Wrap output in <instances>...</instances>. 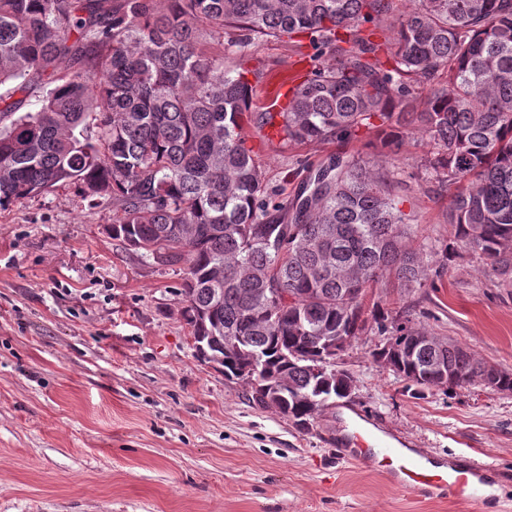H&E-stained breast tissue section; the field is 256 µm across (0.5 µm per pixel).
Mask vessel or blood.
<instances>
[{
  "mask_svg": "<svg viewBox=\"0 0 512 512\" xmlns=\"http://www.w3.org/2000/svg\"><path fill=\"white\" fill-rule=\"evenodd\" d=\"M340 459L381 473L393 486L428 497H456L469 501L475 512H488L485 488L497 469L494 464L464 456L446 470L429 467L427 455L392 446L377 436L364 419L354 420L338 451Z\"/></svg>",
  "mask_w": 512,
  "mask_h": 512,
  "instance_id": "obj_1",
  "label": "vessel or blood"
}]
</instances>
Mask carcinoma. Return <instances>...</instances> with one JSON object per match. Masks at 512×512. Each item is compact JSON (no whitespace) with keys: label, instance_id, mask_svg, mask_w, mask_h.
I'll return each instance as SVG.
<instances>
[{"label":"carcinoma","instance_id":"carcinoma-1","mask_svg":"<svg viewBox=\"0 0 512 512\" xmlns=\"http://www.w3.org/2000/svg\"><path fill=\"white\" fill-rule=\"evenodd\" d=\"M264 38L303 42L332 63L305 75L281 112L255 111L261 69L235 63ZM62 59L71 66L57 70ZM253 75L248 79L247 75ZM45 84L33 112L8 99ZM0 208L73 185L112 201V237L185 266L181 316L197 356L303 431L349 398L336 340L374 322L373 351L414 396L476 383L512 392V371L455 341L428 344L409 315L372 304L410 293L458 249L512 286V0H0ZM302 145L367 134L377 156L404 131L427 138L424 175L455 187L436 251L416 235L386 169L333 159L276 201L247 129ZM217 268L224 284L209 287ZM288 377L240 373L245 352ZM443 365L445 376L434 373Z\"/></svg>","mask_w":512,"mask_h":512}]
</instances>
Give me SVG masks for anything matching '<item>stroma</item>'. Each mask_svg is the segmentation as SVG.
I'll use <instances>...</instances> for the list:
<instances>
[{"label": "stroma", "mask_w": 512, "mask_h": 512, "mask_svg": "<svg viewBox=\"0 0 512 512\" xmlns=\"http://www.w3.org/2000/svg\"><path fill=\"white\" fill-rule=\"evenodd\" d=\"M242 58L269 74L263 109L281 81L329 62L273 38ZM365 143L286 146L269 128L247 140L283 199L329 155L369 160ZM426 151L410 134L387 168L418 235L440 245L448 195L426 180ZM111 222V201L88 204L71 187L0 209V512H473L338 461L331 441L357 412L394 444L496 464L508 474L500 512H512V393L475 385L412 397L374 360L371 330L339 359L354 378L350 400L300 431L196 357L182 270L125 250ZM405 303L433 335L512 370V288L471 251L432 267Z\"/></svg>", "instance_id": "35a3bbf8"}]
</instances>
